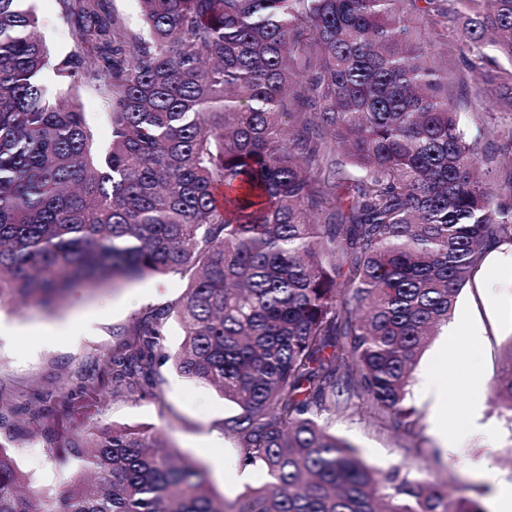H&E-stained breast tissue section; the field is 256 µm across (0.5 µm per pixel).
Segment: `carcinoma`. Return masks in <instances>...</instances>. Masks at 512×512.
<instances>
[{
  "mask_svg": "<svg viewBox=\"0 0 512 512\" xmlns=\"http://www.w3.org/2000/svg\"><path fill=\"white\" fill-rule=\"evenodd\" d=\"M27 0H0V304L53 306L154 274L189 275L140 310L66 394L0 405V512H486L402 465L382 474L328 433L361 393L378 420L419 425L412 373L492 249L512 245V173L497 185L448 87L451 48L419 19L444 0H138L130 30L104 0H56L77 21L55 64L94 90L112 139L94 149L80 104L47 97ZM458 49L512 61V0H454ZM487 112L512 113V67ZM343 156L357 175L336 199ZM184 339L162 354L170 321ZM237 407L221 429L269 481L218 498L200 464L136 429L59 447L60 400L154 396L158 361ZM512 414V341L490 385ZM40 424L49 458L81 471L57 498L20 491L10 449Z\"/></svg>",
  "mask_w": 512,
  "mask_h": 512,
  "instance_id": "cac0c4a2",
  "label": "carcinoma"
}]
</instances>
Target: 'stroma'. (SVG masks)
I'll return each instance as SVG.
<instances>
[{
  "mask_svg": "<svg viewBox=\"0 0 512 512\" xmlns=\"http://www.w3.org/2000/svg\"><path fill=\"white\" fill-rule=\"evenodd\" d=\"M39 18V33L56 58H63L74 45L77 27L63 23L55 0H33ZM508 61L498 53L473 68L459 52L448 58L451 70L461 75L452 89L453 98L465 124L478 128L489 123L512 128V114L488 112L478 105L491 88L487 76ZM188 280L178 274L149 276L131 283L119 282L97 293L74 285L63 307L54 313L39 307L8 304L0 307V324L52 325L67 329L84 319L92 333L77 344L55 339L42 342L34 336L0 335V400L13 403L35 400L44 389L69 390L75 374L93 366L116 342L114 329L126 326L139 309L171 301L183 294ZM455 321L480 326L481 344L474 362L484 382H491L500 369L505 349L512 342V265L498 269L483 265L473 283L462 291ZM443 336L434 337L413 373L410 403L421 416L418 427L407 430L399 420L378 421L359 405L336 414L327 413L323 422L329 433L357 447L367 463L386 471L405 463L422 469L428 479L447 486L458 496L489 504L496 487L479 471L467 468V461L486 456L489 468L500 479L512 483V415L501 412L491 400L483 402L484 430L454 432L457 466H449L442 445L433 432V402L426 392L428 380L442 360ZM163 376L159 398H93L84 408L58 407L53 420L61 440L77 431L112 425L141 429L160 438L179 456L204 464L217 496L235 499L246 487L261 485L263 476L255 470L241 472L231 440L220 428L224 417L235 411L209 384L179 375L172 363L160 368ZM18 468L24 473L25 490L59 495L67 472L49 459L38 443L14 451Z\"/></svg>",
  "mask_w": 512,
  "mask_h": 512,
  "instance_id": "stroma-1",
  "label": "stroma"
}]
</instances>
